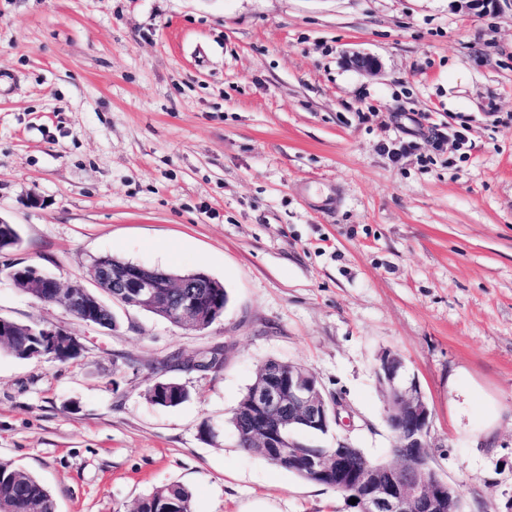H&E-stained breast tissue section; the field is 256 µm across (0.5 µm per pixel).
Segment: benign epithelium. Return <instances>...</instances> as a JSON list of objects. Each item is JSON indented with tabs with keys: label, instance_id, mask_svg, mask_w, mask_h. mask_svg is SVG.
I'll use <instances>...</instances> for the list:
<instances>
[{
	"label": "benign epithelium",
	"instance_id": "obj_1",
	"mask_svg": "<svg viewBox=\"0 0 512 512\" xmlns=\"http://www.w3.org/2000/svg\"><path fill=\"white\" fill-rule=\"evenodd\" d=\"M356 69L372 73L379 61L368 54L350 58ZM39 301L62 305L76 319L100 326V307L80 282L68 285L43 274L34 266L15 271ZM91 276L97 287L130 304L155 311L167 321L183 326H204L211 321L205 288L209 278L197 276L177 281L160 269L128 262L94 260ZM44 346L77 357L82 345L62 327L42 328ZM378 381L385 403V417L397 441V464L389 468L352 463V448L342 444L332 456L306 451L293 439L292 428L301 422L308 430L324 433L339 421L343 404L327 399L316 378L304 367H268L251 386L239 413L246 420L240 439L251 448H274L290 464H298L317 477L336 481L356 499V512H457L460 492L450 486L430 463L431 411L416 380L406 376L404 362L387 354L381 360Z\"/></svg>",
	"mask_w": 512,
	"mask_h": 512
}]
</instances>
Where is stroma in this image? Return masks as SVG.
I'll return each instance as SVG.
<instances>
[{
	"label": "stroma",
	"mask_w": 512,
	"mask_h": 512,
	"mask_svg": "<svg viewBox=\"0 0 512 512\" xmlns=\"http://www.w3.org/2000/svg\"><path fill=\"white\" fill-rule=\"evenodd\" d=\"M437 129L466 142L433 148ZM0 220L22 239L0 317L82 345L0 353V462L56 512H129L175 482L192 512H352L243 452L230 417L260 365L299 364L344 410L296 440L391 461L388 353L464 512L512 504V0H0ZM105 254L223 282V317L117 303L106 329L8 276L89 287ZM214 352L221 369L186 368ZM160 380L188 400L150 403ZM40 329H42L43 336H45V340L43 342L44 347H50L51 349H45V353L42 355H46L51 359L63 362L70 360L66 358L64 353L70 354L74 357L81 354V343L77 337L72 335L67 329L62 327H44ZM56 349H60L62 352Z\"/></svg>",
	"instance_id": "stroma-1"
}]
</instances>
